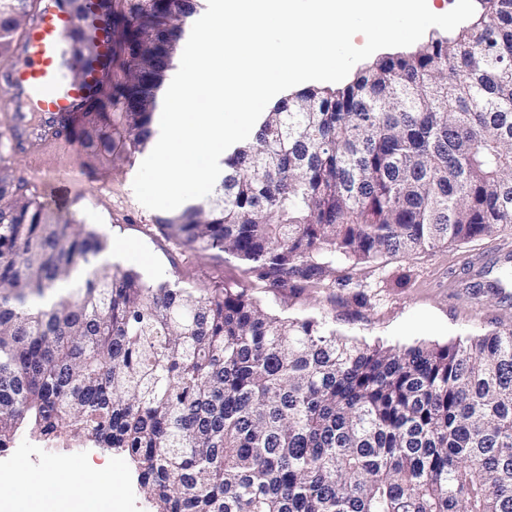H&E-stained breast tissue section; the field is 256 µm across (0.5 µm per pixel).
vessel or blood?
<instances>
[{"instance_id": "b4317fda", "label": "vessel or blood", "mask_w": 512, "mask_h": 512, "mask_svg": "<svg viewBox=\"0 0 512 512\" xmlns=\"http://www.w3.org/2000/svg\"><path fill=\"white\" fill-rule=\"evenodd\" d=\"M111 11L104 0H79L74 7L63 0H48L20 39V57L7 65L13 97L26 101L35 116L44 120L77 115L87 95L103 81L114 53ZM76 31L84 32L95 59L82 77L74 80L69 72L75 57L68 45ZM34 166L51 189L69 193L68 179L45 150H37Z\"/></svg>"}]
</instances>
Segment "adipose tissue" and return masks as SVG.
I'll return each instance as SVG.
<instances>
[{
	"label": "adipose tissue",
	"instance_id": "1",
	"mask_svg": "<svg viewBox=\"0 0 512 512\" xmlns=\"http://www.w3.org/2000/svg\"><path fill=\"white\" fill-rule=\"evenodd\" d=\"M15 470L16 478L0 490V512H113L105 484L65 480L52 466L32 471L19 463Z\"/></svg>",
	"mask_w": 512,
	"mask_h": 512
}]
</instances>
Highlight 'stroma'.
<instances>
[{
	"label": "stroma",
	"instance_id": "1",
	"mask_svg": "<svg viewBox=\"0 0 512 512\" xmlns=\"http://www.w3.org/2000/svg\"><path fill=\"white\" fill-rule=\"evenodd\" d=\"M16 106L0 78V165L30 182V195L45 208L72 217L77 223L108 236L109 257L126 254L127 264L147 276L181 280L196 288L226 284L246 289L265 307L291 316L327 315L341 333L374 344L409 346L420 342L445 344L461 336L479 335L499 322L512 321V235L503 234L476 243L452 245L409 257L395 256L378 263L357 265L365 304H357L342 288H312L300 295L272 290L247 272L245 265L218 251L177 248L157 229L155 211L136 199L132 182L143 153L127 152L108 163L77 150H64L53 140L48 150L59 164L79 165L85 177L63 204L34 182L31 155L36 142L17 149L5 140L15 128ZM109 177L112 188L100 192L97 180ZM26 463L34 469L56 466L64 478L81 480L87 468L98 469L99 479L112 485L114 512H148L140 496L133 468L121 454L96 450L77 456L74 451L50 449L29 441Z\"/></svg>",
	"mask_w": 512,
	"mask_h": 512
}]
</instances>
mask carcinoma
<instances>
[{"label":"carcinoma","mask_w":512,"mask_h":512,"mask_svg":"<svg viewBox=\"0 0 512 512\" xmlns=\"http://www.w3.org/2000/svg\"><path fill=\"white\" fill-rule=\"evenodd\" d=\"M342 86L262 113L212 193L155 217L268 288H360L350 269L512 231V0ZM203 0L115 15L124 82L50 128L112 155L152 144ZM25 14L0 0V56ZM0 167V449L24 435L127 456L153 512H512V324L369 345L245 289L99 268L107 238Z\"/></svg>","instance_id":"obj_1"}]
</instances>
